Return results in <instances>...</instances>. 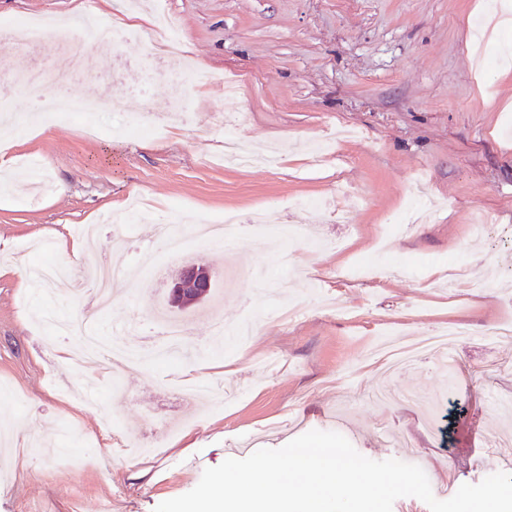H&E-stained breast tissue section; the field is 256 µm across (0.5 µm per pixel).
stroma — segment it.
Wrapping results in <instances>:
<instances>
[{"label": "stroma", "mask_w": 512, "mask_h": 512, "mask_svg": "<svg viewBox=\"0 0 512 512\" xmlns=\"http://www.w3.org/2000/svg\"><path fill=\"white\" fill-rule=\"evenodd\" d=\"M490 0H85L104 23L131 9L152 18L139 41L122 48L133 65L117 68L112 49L85 30L54 44L0 45V64L15 75L68 73L69 90L96 101L119 99L121 114L93 120L48 118V130L0 144L12 179L0 186V424L9 423V471L0 475V512H88L101 499L112 512H153L191 491L225 451L248 457L311 430L346 437L363 456L422 465L431 486L459 488L505 471L512 434V337L493 328L512 321V72L473 67L472 25ZM181 31L187 57L152 72L163 21ZM196 69L190 125L147 137L129 129L145 111H166V72ZM242 77L224 93V77ZM246 113L228 133L214 114ZM274 148L256 168L224 162V143ZM163 209L186 230L233 212L244 219L230 247L187 238L182 263L168 259L154 220L125 224L134 198ZM490 218L485 236L472 224ZM99 227L86 266L103 261L136 269L153 255L162 280L132 277L115 292L110 318L89 330L113 336L131 322L129 344L145 359L124 370L128 401L106 402L112 377L95 362L68 364L74 339L40 325V306L13 260L59 261L60 243L79 226ZM122 248H108L114 234ZM387 252L376 276L358 278L357 262ZM208 266V299L182 310L189 340L167 360L145 340L153 312L165 307L180 264ZM249 264L262 277L240 276ZM464 265L485 275L481 291L449 295L432 266ZM254 319L246 344L207 345L203 331ZM449 325L466 330L446 354L386 377L374 344L394 335ZM211 382L230 394L206 407L177 390ZM387 387L389 402H375ZM100 397L85 405L81 393ZM124 429L162 443L142 457L123 451ZM193 445L168 446L169 433ZM64 442L46 458L38 443Z\"/></svg>", "instance_id": "35a3bbf8"}]
</instances>
